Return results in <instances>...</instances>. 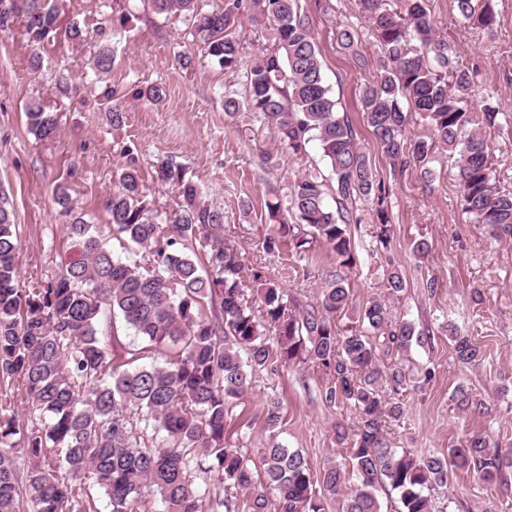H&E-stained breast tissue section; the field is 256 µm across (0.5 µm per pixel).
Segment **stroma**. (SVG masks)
I'll return each mask as SVG.
<instances>
[{"mask_svg": "<svg viewBox=\"0 0 512 512\" xmlns=\"http://www.w3.org/2000/svg\"><path fill=\"white\" fill-rule=\"evenodd\" d=\"M492 5L497 29L490 33L461 21L454 0H427L439 35L457 61L474 70L472 110L488 99L512 117V0H492ZM301 6L321 51L325 78L356 126L374 174L392 188L387 246H377L371 235L370 205H357L361 221L348 227L355 263L345 271L354 306L338 314L336 324L342 328L357 319L358 304L379 292L389 265L395 264L407 288L392 303L391 316L413 322L425 334L424 343L412 345L405 355L411 381L400 396L404 414L390 427V443L419 456L441 455L481 432L500 448L512 449V238H493L464 212L456 164L447 151L436 152L430 179L414 170L392 174L362 115L359 95L374 79L381 51L362 24L355 0H301ZM75 23L92 31L106 26L107 34L76 45L63 35ZM58 25L60 34L37 48L25 37L22 19L0 31V191L9 199L20 242V286L51 279L74 255L67 226L75 218L109 235L106 203L130 147L138 157L145 195L164 223L174 222L181 204L175 190L154 179L156 166L169 161L185 169L206 202L223 210L224 234L241 247L248 266L263 267L267 278L297 297L301 307L317 305L320 288L336 269V256L319 242L302 256L286 247L267 255L263 243L272 227L262 216L263 195L271 188L287 195L298 176L328 181V165L317 143L298 156L253 113L230 118L224 112L225 92L241 90L246 64L268 44L267 31L244 25L243 65L227 71L201 57L185 18L154 15L147 0H66ZM341 26L357 31L356 52L337 44ZM101 45L111 50L115 63L98 80L91 57ZM35 53L41 56L36 70L30 66ZM186 56L192 59L187 67L182 64ZM153 85L166 91L160 102L135 97V90ZM33 101L55 113L54 138H38L29 129L25 107ZM115 108L125 116L117 130L108 120ZM59 185L71 198L73 213L57 204L53 190ZM246 201L251 204L247 212L242 209ZM421 238L429 252L419 258L412 243ZM451 321L480 344L479 362L457 360L446 331ZM325 385L321 371L308 364L256 372L251 387L229 409L230 443L258 460L270 436L266 407L275 399L279 442L300 449L312 469L332 461L348 465L335 428L351 426L356 413L350 405L328 403ZM461 385L481 401L480 412L458 409L453 395ZM511 505L512 473L504 484L490 486L457 470L449 474L447 488L435 492L438 512H506Z\"/></svg>", "mask_w": 512, "mask_h": 512, "instance_id": "stroma-1", "label": "stroma"}]
</instances>
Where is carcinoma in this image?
Returning a JSON list of instances; mask_svg holds the SVG:
<instances>
[{
	"mask_svg": "<svg viewBox=\"0 0 512 512\" xmlns=\"http://www.w3.org/2000/svg\"><path fill=\"white\" fill-rule=\"evenodd\" d=\"M157 15L193 20L192 36L222 69L236 70L242 47L234 32L242 16L274 30L273 46L256 56L241 97L224 96L232 117L245 107L262 116L280 140L300 156L315 141L331 171V191L315 179L289 186L288 205L274 190L264 200V221L275 233L265 252L287 242L302 254L318 240L336 254L338 266L355 264L347 225L357 223L354 204L371 203L375 237L390 238L391 187L377 179L348 113L327 85L321 54L300 0H224L219 10L204 0H149ZM382 50L379 75L362 90V112L393 173L409 168L430 174L435 149L455 157L463 206L474 223L500 238L512 237V192L492 180L488 134L508 126L488 103L471 112L473 71L448 56L425 0H356ZM458 17L493 31L492 0H454ZM64 0H9L0 8V30L24 18L34 46L58 30ZM107 48L93 59L97 74L112 69ZM427 122L429 135L407 133L408 114ZM40 138L56 132L54 114L39 103L26 111ZM160 184L182 199L175 224L162 225L145 199L131 161L108 201L112 233L151 251L153 268L115 256L109 241L78 220L68 234L81 258L42 285H19V239L6 197H0V384L17 386L31 404L20 415L0 404V512H205L209 490L192 479L195 470L215 471L249 495L248 512H324L323 499L339 494L343 512H383L379 490L388 488L401 512H435L431 492L448 485V473L463 469L485 483L512 470L503 453L482 433L448 455L417 456L389 447L385 426L403 414L398 398L410 381L401 353L423 341L407 320L392 321L388 302L406 289L401 270L391 268L384 291L363 302L358 320L336 328V314L352 303L339 273L329 276L316 307L294 311L288 292L246 269L237 244L224 238V212L205 203L182 168L165 162L155 169ZM202 240L204 258L187 252L186 241ZM257 283L254 302L244 274ZM219 316L203 312L206 300ZM121 321L141 347L116 356L112 335ZM448 338L463 364L480 361L472 337L448 323ZM166 347L164 363L152 353ZM309 363L329 379L325 399L349 403L358 414L348 448L351 465L310 468L303 454L277 441L281 420L267 406L269 446L260 467L226 441L231 402L250 387L254 372L275 363ZM161 436L145 441L141 422Z\"/></svg>",
	"mask_w": 512,
	"mask_h": 512,
	"instance_id": "cac0c4a2",
	"label": "carcinoma"
}]
</instances>
